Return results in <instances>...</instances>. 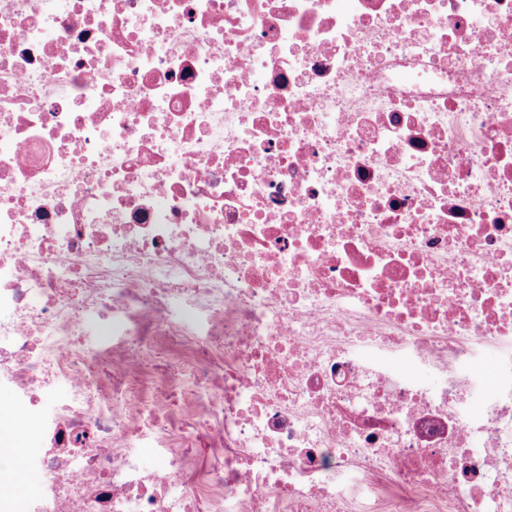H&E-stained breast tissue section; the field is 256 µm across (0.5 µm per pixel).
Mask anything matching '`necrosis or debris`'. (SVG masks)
<instances>
[{"label": "necrosis or debris", "mask_w": 512, "mask_h": 512, "mask_svg": "<svg viewBox=\"0 0 512 512\" xmlns=\"http://www.w3.org/2000/svg\"><path fill=\"white\" fill-rule=\"evenodd\" d=\"M506 347L512 0H0L25 512H512ZM505 365L503 357L498 353H488L479 356L474 363V372L480 377L478 388L482 395V403L488 404L495 397V386L486 385L481 380L483 372L499 371Z\"/></svg>", "instance_id": "4bbe7bcc"}]
</instances>
